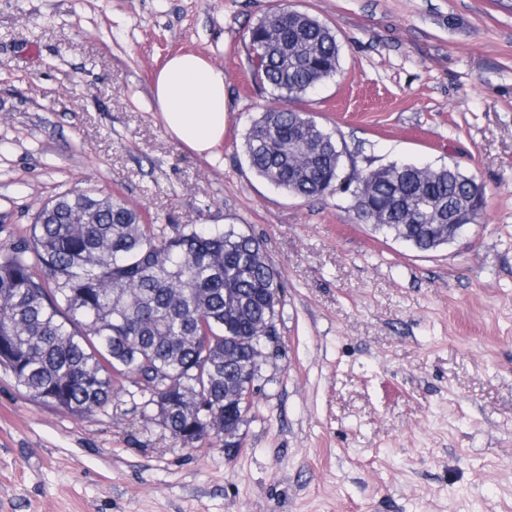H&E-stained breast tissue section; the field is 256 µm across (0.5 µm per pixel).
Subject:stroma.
<instances>
[{
  "label": "stroma",
  "mask_w": 512,
  "mask_h": 512,
  "mask_svg": "<svg viewBox=\"0 0 512 512\" xmlns=\"http://www.w3.org/2000/svg\"><path fill=\"white\" fill-rule=\"evenodd\" d=\"M279 0H0V248L67 191L146 223L235 226L280 275V355L241 448H186L118 384L77 417L0 367V512H512V0H288L331 26L340 68L301 109L347 160L455 164L478 224L422 253L301 198L244 154L272 102L248 30ZM194 52L225 75L214 159L176 142L154 72Z\"/></svg>",
  "instance_id": "35a3bbf8"
}]
</instances>
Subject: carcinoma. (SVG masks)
I'll list each match as a JSON object with an SVG mask.
<instances>
[{
    "label": "carcinoma",
    "instance_id": "obj_1",
    "mask_svg": "<svg viewBox=\"0 0 512 512\" xmlns=\"http://www.w3.org/2000/svg\"><path fill=\"white\" fill-rule=\"evenodd\" d=\"M248 45L260 47L254 76L275 91L245 135L257 175L301 197L334 193L344 177L357 219L420 252L442 246L450 206L466 202L481 218L483 187L460 168L345 174L334 133L290 107L339 68L329 25L283 4L249 29ZM281 303L258 238L233 226L168 234L121 198L70 190L40 208L29 236L0 249V366L30 398L75 416L109 403L114 371L137 378L147 404L166 410L165 428L191 446L203 415L240 432L244 419L224 416V395L267 346ZM241 338L231 367L224 346Z\"/></svg>",
    "mask_w": 512,
    "mask_h": 512
}]
</instances>
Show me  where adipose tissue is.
I'll list each match as a JSON object with an SVG mask.
<instances>
[{"instance_id":"1","label":"adipose tissue","mask_w":512,"mask_h":512,"mask_svg":"<svg viewBox=\"0 0 512 512\" xmlns=\"http://www.w3.org/2000/svg\"><path fill=\"white\" fill-rule=\"evenodd\" d=\"M224 71L194 53L171 56L154 78V105L166 132L210 158L224 140Z\"/></svg>"}]
</instances>
